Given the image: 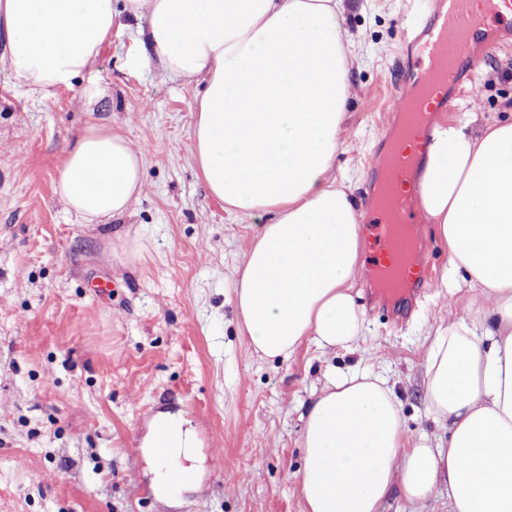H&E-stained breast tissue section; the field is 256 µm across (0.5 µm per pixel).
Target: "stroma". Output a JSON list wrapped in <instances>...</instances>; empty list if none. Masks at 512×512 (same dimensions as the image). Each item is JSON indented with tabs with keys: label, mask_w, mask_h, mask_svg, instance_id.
<instances>
[{
	"label": "stroma",
	"mask_w": 512,
	"mask_h": 512,
	"mask_svg": "<svg viewBox=\"0 0 512 512\" xmlns=\"http://www.w3.org/2000/svg\"><path fill=\"white\" fill-rule=\"evenodd\" d=\"M418 0H347L358 55L335 169L361 200L388 116L409 82L396 61ZM135 27L112 30L92 75L54 97L0 72V512H304L300 415L330 372L387 378L406 428L436 434L423 360L431 327L473 296L440 282L448 247L422 227L434 276L392 324L364 279L353 288L365 335L355 351L304 343L287 360L250 352L233 274L258 221L211 197L190 151L198 86L157 83L134 65ZM107 89L94 111L80 91ZM453 111L492 121L512 107V44L486 58ZM121 126L146 152L144 186L123 218L87 224L54 193L87 124ZM196 433L191 482L158 497L143 445L159 414Z\"/></svg>",
	"instance_id": "stroma-1"
}]
</instances>
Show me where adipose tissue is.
<instances>
[{
  "label": "adipose tissue",
  "mask_w": 512,
  "mask_h": 512,
  "mask_svg": "<svg viewBox=\"0 0 512 512\" xmlns=\"http://www.w3.org/2000/svg\"><path fill=\"white\" fill-rule=\"evenodd\" d=\"M344 0H0V70L46 98L90 72L112 28L135 22L159 80L204 87L190 149L225 210L261 220L234 270L240 331L254 352L290 358L304 341L350 350L363 330L352 293L361 226L333 167L356 56ZM145 153L112 127H85L54 185L81 220L126 213ZM448 246L441 286L481 298L431 329L428 408L447 440L410 435L388 382L365 369L329 376L301 415L305 512H381L447 488L448 512H512V120L435 124L416 183Z\"/></svg>",
  "instance_id": "adipose-tissue-1"
}]
</instances>
